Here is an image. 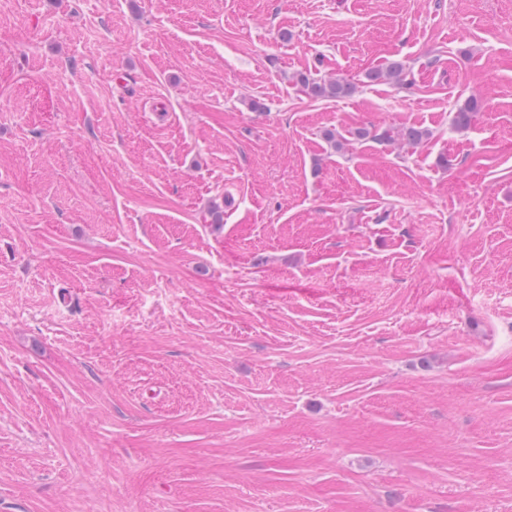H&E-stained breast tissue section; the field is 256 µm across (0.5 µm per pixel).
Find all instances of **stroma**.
Wrapping results in <instances>:
<instances>
[{"label": "stroma", "instance_id": "stroma-1", "mask_svg": "<svg viewBox=\"0 0 512 512\" xmlns=\"http://www.w3.org/2000/svg\"><path fill=\"white\" fill-rule=\"evenodd\" d=\"M0 512H512V0H0ZM409 67L402 61H394L385 69H375L367 73L368 79L372 82L387 81L388 83L403 87L409 81ZM296 84L300 91L312 99H340L356 92V83L340 77L315 78L299 74ZM482 102V98L474 96L460 105L454 113V126L457 129H467L472 123L475 112H479L481 110Z\"/></svg>", "mask_w": 512, "mask_h": 512}]
</instances>
